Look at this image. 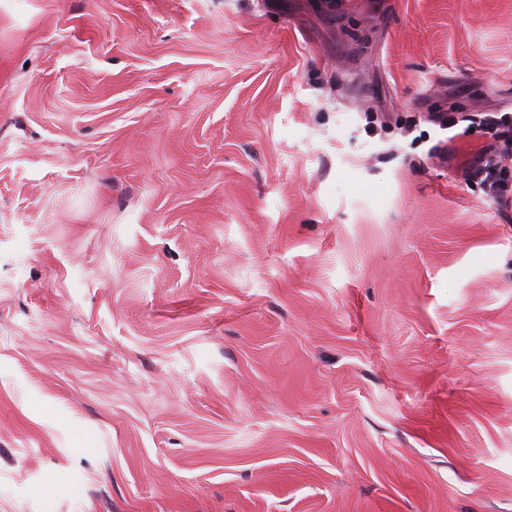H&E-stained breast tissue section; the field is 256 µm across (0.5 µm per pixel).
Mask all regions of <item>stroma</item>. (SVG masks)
<instances>
[{
	"mask_svg": "<svg viewBox=\"0 0 512 512\" xmlns=\"http://www.w3.org/2000/svg\"><path fill=\"white\" fill-rule=\"evenodd\" d=\"M512 0H0V512H512ZM474 116L476 118H471L469 121L471 124L478 123L488 142L485 149L486 163L484 165V172L486 173V178L492 181L490 184V195L501 209H507L512 205V197L508 198L507 190L500 187L497 181L494 180L499 163H502L506 158H510V161H512V144L511 150L507 146L500 149L498 144L499 141L503 140L510 146V142H512L511 122L505 114L499 116L498 113L493 112L478 113Z\"/></svg>",
	"mask_w": 512,
	"mask_h": 512,
	"instance_id": "stroma-1",
	"label": "stroma"
}]
</instances>
